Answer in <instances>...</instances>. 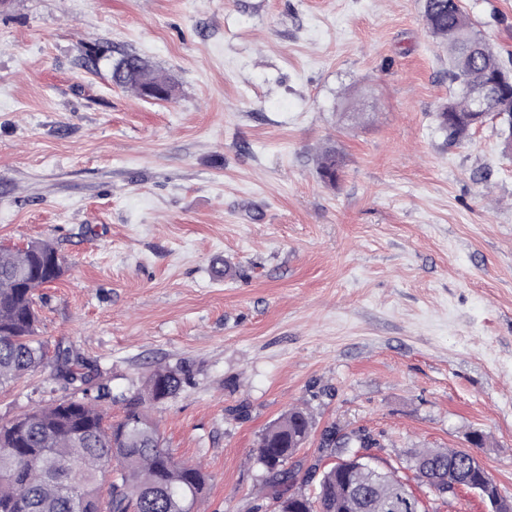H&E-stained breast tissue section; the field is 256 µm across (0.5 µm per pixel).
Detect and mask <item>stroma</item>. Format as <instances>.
<instances>
[{
	"instance_id": "stroma-1",
	"label": "stroma",
	"mask_w": 512,
	"mask_h": 512,
	"mask_svg": "<svg viewBox=\"0 0 512 512\" xmlns=\"http://www.w3.org/2000/svg\"><path fill=\"white\" fill-rule=\"evenodd\" d=\"M423 3L0 0V241L64 257L39 334L98 366L112 418L155 363L189 369L148 411L211 478L198 512H245L257 436L294 405L315 418L296 461L333 422L397 468L480 431L512 497V154L499 120L439 129L456 86ZM463 6L512 59V0ZM101 52L144 57L175 100L116 87ZM72 394L32 373L0 421ZM342 165V159L336 153L335 149H328L321 153L318 158V173L321 179L329 183H334Z\"/></svg>"
}]
</instances>
